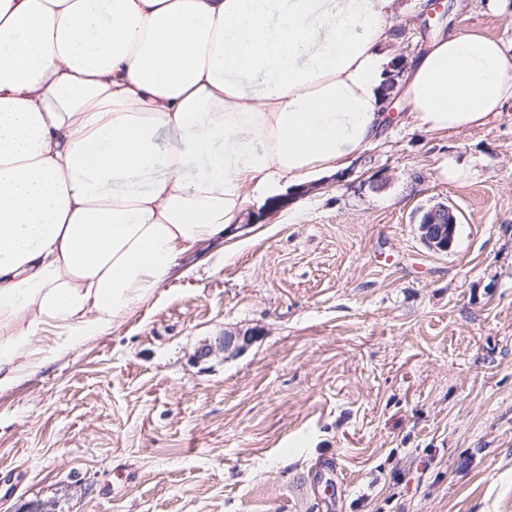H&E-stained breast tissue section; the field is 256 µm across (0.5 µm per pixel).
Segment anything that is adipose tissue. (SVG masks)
I'll list each match as a JSON object with an SVG mask.
<instances>
[{
	"instance_id": "1",
	"label": "adipose tissue",
	"mask_w": 512,
	"mask_h": 512,
	"mask_svg": "<svg viewBox=\"0 0 512 512\" xmlns=\"http://www.w3.org/2000/svg\"><path fill=\"white\" fill-rule=\"evenodd\" d=\"M401 10L0 0V391L152 297L184 252L236 227L245 189L348 170L390 121ZM402 87L412 128L459 132L512 102V60L454 30Z\"/></svg>"
}]
</instances>
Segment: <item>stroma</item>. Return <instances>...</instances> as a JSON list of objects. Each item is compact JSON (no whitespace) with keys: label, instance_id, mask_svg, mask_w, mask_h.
<instances>
[{"label":"stroma","instance_id":"obj_1","mask_svg":"<svg viewBox=\"0 0 512 512\" xmlns=\"http://www.w3.org/2000/svg\"><path fill=\"white\" fill-rule=\"evenodd\" d=\"M407 3L401 60L436 33ZM452 3L445 30L512 57V0ZM407 110L0 391V512H512V105L448 135ZM436 202L445 253L418 231ZM226 332L253 340L198 358ZM418 224L421 238L429 248L448 252L458 225L457 216L448 203L437 202L423 209Z\"/></svg>","mask_w":512,"mask_h":512}]
</instances>
